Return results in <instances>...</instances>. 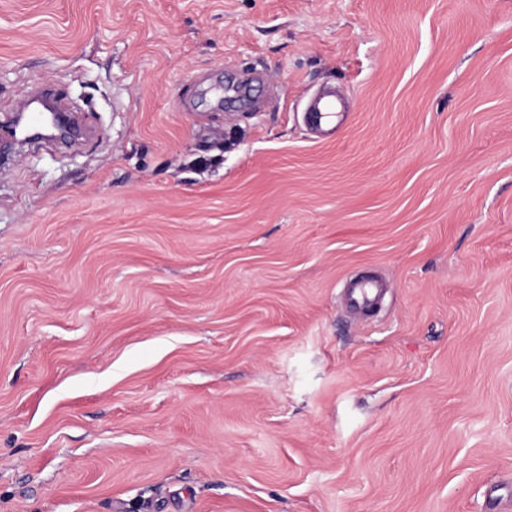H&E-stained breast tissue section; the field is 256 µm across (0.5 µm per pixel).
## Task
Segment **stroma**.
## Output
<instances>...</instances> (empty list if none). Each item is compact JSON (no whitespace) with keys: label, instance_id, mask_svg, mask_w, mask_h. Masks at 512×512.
I'll return each mask as SVG.
<instances>
[{"label":"stroma","instance_id":"obj_1","mask_svg":"<svg viewBox=\"0 0 512 512\" xmlns=\"http://www.w3.org/2000/svg\"><path fill=\"white\" fill-rule=\"evenodd\" d=\"M39 87L0 512H512V0H0V123ZM337 108L335 95L322 94L314 97L307 105L309 120L313 125L321 127L330 120ZM38 103L33 109L38 112L36 121L30 120L31 138H67L74 135V127L66 116L55 111L47 101H31L29 105Z\"/></svg>","mask_w":512,"mask_h":512}]
</instances>
